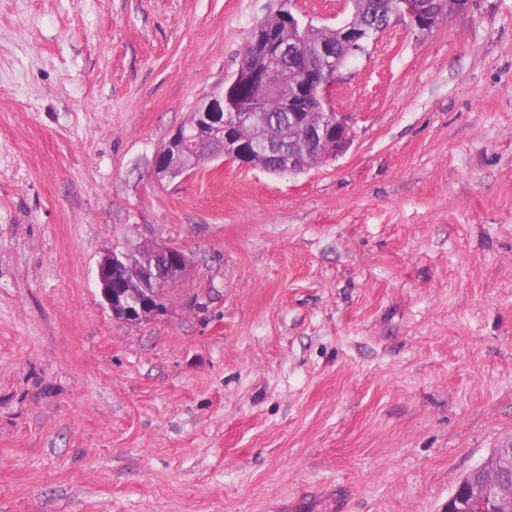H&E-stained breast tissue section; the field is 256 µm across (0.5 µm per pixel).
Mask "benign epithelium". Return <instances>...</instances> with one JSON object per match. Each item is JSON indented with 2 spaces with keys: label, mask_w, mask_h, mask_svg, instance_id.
<instances>
[{
  "label": "benign epithelium",
  "mask_w": 512,
  "mask_h": 512,
  "mask_svg": "<svg viewBox=\"0 0 512 512\" xmlns=\"http://www.w3.org/2000/svg\"><path fill=\"white\" fill-rule=\"evenodd\" d=\"M279 9L288 27L297 32L293 41L282 43L275 40V35L260 23L252 27L250 35L256 52L275 58H290L300 75V82L282 96L284 111L301 130L298 146L284 150L277 141L262 140L266 153L277 165V172L295 173L302 168L298 157L300 150L319 158L345 151L350 144V126L347 116L341 112L327 113L328 126L322 131L308 126L305 119L307 108L331 107L330 90L338 80L340 66L336 65V58L326 51L322 52L323 60L316 69L302 62L296 47L302 35L317 27L315 17L300 8L299 0H280ZM440 20L442 17L425 9V0H397V7L386 22L373 26V33L384 32L398 22L425 33ZM337 30L340 31L345 58H353L365 50L362 30L352 25L351 20L342 22ZM239 84L240 75L237 74L229 85L215 87L197 102L194 121L178 128L156 152L153 172L157 179L186 174L189 168L184 165L182 156L200 151L207 137L224 140L225 156L241 164H250L247 151L235 142V130L242 125H265L262 92L267 87L258 68L251 70L248 76L252 92L241 94ZM186 266L187 257L180 248L153 246L144 256L141 279L135 290L127 278L118 276L122 270L121 253L110 250L98 266L101 295L113 316L136 323L163 311L162 288L179 279Z\"/></svg>",
  "instance_id": "7a95c632"
}]
</instances>
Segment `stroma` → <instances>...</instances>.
Returning a JSON list of instances; mask_svg holds the SVG:
<instances>
[{"mask_svg": "<svg viewBox=\"0 0 512 512\" xmlns=\"http://www.w3.org/2000/svg\"><path fill=\"white\" fill-rule=\"evenodd\" d=\"M271 7L0 0V512H446L512 444V0L349 61L343 153L156 181ZM146 246L137 252H123L126 265L123 267L129 281L142 268L139 289L134 290L127 277L121 278V253L109 250L98 266V282L101 295L114 317L136 323L142 319L160 314L163 311L161 301L162 288L167 283L179 279L187 266V257L178 247L153 246L142 258ZM115 273L113 277L112 273Z\"/></svg>", "mask_w": 512, "mask_h": 512, "instance_id": "stroma-1", "label": "stroma"}]
</instances>
